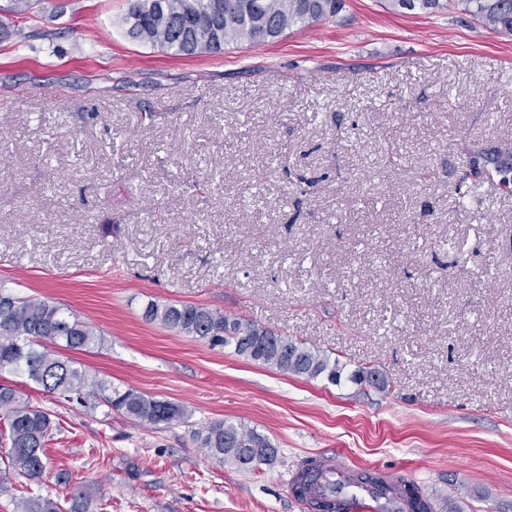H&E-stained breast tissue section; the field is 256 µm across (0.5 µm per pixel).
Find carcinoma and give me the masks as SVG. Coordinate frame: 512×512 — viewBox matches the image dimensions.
Listing matches in <instances>:
<instances>
[{
	"instance_id": "1",
	"label": "carcinoma",
	"mask_w": 512,
	"mask_h": 512,
	"mask_svg": "<svg viewBox=\"0 0 512 512\" xmlns=\"http://www.w3.org/2000/svg\"><path fill=\"white\" fill-rule=\"evenodd\" d=\"M342 0H131L125 23L127 35L175 55L221 52L231 43L274 41L293 27L305 28L336 16ZM393 9L444 11L453 5L478 23L512 35V0H390ZM143 315L149 321L185 333L212 347L234 353L305 379L326 378L337 384L345 366L323 351L261 328L240 317L195 305L150 302ZM63 345L83 350L95 344L84 322L66 315L55 303L20 297L0 287V372H23L56 400L94 410L101 405L129 420L154 428L189 424L191 414L177 403L124 391L90 376L73 361L53 353ZM348 379L356 385L385 389L388 381L373 368L359 366ZM0 411L7 421L10 452L8 472L0 473V490L9 478L28 481L17 512H94L93 499L80 490L60 501L36 489L48 458L45 443L53 427L52 414L0 384ZM192 439L205 455L224 465L251 471L272 463L278 454L269 438L255 429L224 419L192 430ZM387 500L405 496L410 512H432L429 499L405 484L382 489Z\"/></svg>"
}]
</instances>
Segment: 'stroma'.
Instances as JSON below:
<instances>
[{"label":"stroma","mask_w":512,"mask_h":512,"mask_svg":"<svg viewBox=\"0 0 512 512\" xmlns=\"http://www.w3.org/2000/svg\"><path fill=\"white\" fill-rule=\"evenodd\" d=\"M127 0H31L0 34V285L100 337L62 355L184 405L140 426L0 383L54 415L42 494L99 512H303L290 478L335 456L400 472L434 512H512V36L462 11L343 0L336 19L176 56ZM250 320L369 366L304 379L146 321L148 302ZM256 429L243 472L192 428ZM348 379L356 385H368L371 387L386 389L388 381L374 368L358 366L351 372ZM191 433L197 448H202L207 457L239 470L271 464L278 454L267 436L224 419L210 421Z\"/></svg>","instance_id":"stroma-1"}]
</instances>
